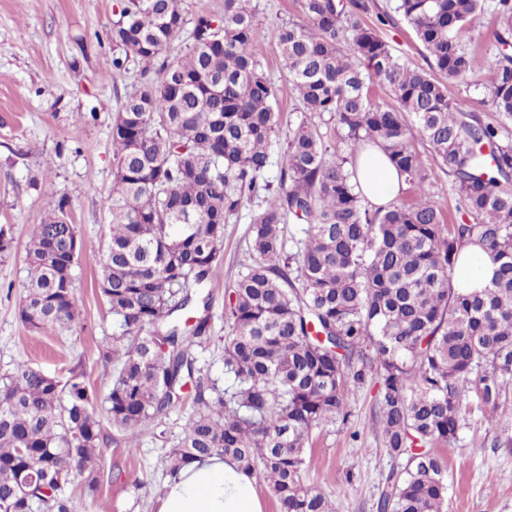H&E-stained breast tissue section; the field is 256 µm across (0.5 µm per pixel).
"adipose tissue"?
Returning <instances> with one entry per match:
<instances>
[{"label":"adipose tissue","instance_id":"obj_1","mask_svg":"<svg viewBox=\"0 0 512 512\" xmlns=\"http://www.w3.org/2000/svg\"><path fill=\"white\" fill-rule=\"evenodd\" d=\"M362 191L375 206L387 204L404 186V178L380 147L368 146L357 158ZM459 288L486 287L493 266L479 247H465L459 257ZM156 512H265L255 479L230 458L212 456L184 467L156 501Z\"/></svg>","mask_w":512,"mask_h":512}]
</instances>
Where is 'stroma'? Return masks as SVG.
<instances>
[{
    "mask_svg": "<svg viewBox=\"0 0 512 512\" xmlns=\"http://www.w3.org/2000/svg\"><path fill=\"white\" fill-rule=\"evenodd\" d=\"M186 24L166 49L187 52L194 21L221 15L224 0H184ZM119 0H0V224L12 225L15 248L0 257V373L24 361L60 379L82 364L95 392L109 380L101 348L113 332L112 314L99 291L94 264L81 263L75 282L81 317L68 330L32 334L19 317L21 282L27 276V230L41 223L61 194L72 201V221L85 246L107 237L113 182L112 119L127 94L144 81L143 65L129 59L112 69L108 32ZM496 19L484 12L466 34L468 47L481 56L483 69L448 84V94L464 98L482 122L498 124L486 102L485 69L499 57L492 32ZM393 51L419 68L428 57L412 28L402 20L380 27ZM266 76L278 89L276 108L296 116L300 106L288 72L273 44L262 59ZM436 200L458 219L454 178L418 143ZM258 198H245L238 214L224 225V277L209 288L210 336L198 354L203 372L224 376V286L236 279L251 258V221ZM348 419L315 427L307 450V485L332 501L335 512H376L375 504L392 459L376 434L378 408L369 387L352 390ZM192 411L183 399L162 425L148 426L135 451L102 448L104 469L95 496L72 494V512H155V500L167 481V456ZM457 435L436 449L448 487L445 512H512V402L488 414L476 396L464 401Z\"/></svg>",
    "mask_w": 512,
    "mask_h": 512,
    "instance_id": "35a3bbf8",
    "label": "stroma"
}]
</instances>
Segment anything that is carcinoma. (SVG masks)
Returning <instances> with one entry per match:
<instances>
[{"label":"carcinoma","mask_w":512,"mask_h":512,"mask_svg":"<svg viewBox=\"0 0 512 512\" xmlns=\"http://www.w3.org/2000/svg\"><path fill=\"white\" fill-rule=\"evenodd\" d=\"M252 0H224L197 17L192 45L164 55L185 25L182 0H121L109 32L112 70L129 57L148 80L112 122L114 177L105 252L84 246L62 194L26 244L20 318L37 335L80 316L75 268L98 263L116 323L103 346L113 372L102 404L137 447L190 383L193 411L168 455V475L229 456L261 478L279 512H334L306 485L317 425L347 417L352 387L371 384L378 435L406 460L392 470L377 512H444L447 484L433 448L462 420V397L492 410L512 399V55L489 68L485 94L501 124H484L448 97L447 82L479 66L463 34L487 0H392L377 15L405 20L430 70L396 55L364 20L363 0H300L304 21L270 29L304 110L288 124L277 186L264 179L280 134L277 89L261 59ZM501 47L512 45V0H494ZM390 103L372 102V87ZM330 115L325 141L311 116ZM420 139L454 176L461 219L446 220L428 181ZM374 144L411 185L410 199L374 206L355 158ZM261 199L251 262L225 288L224 384L202 376L210 340L203 291L224 276V224L244 196ZM304 223L289 250L288 217ZM477 244L491 286L454 285L460 250ZM14 250L0 225V257ZM97 395L78 367L62 381L26 363L0 375V512H71L69 490L94 496L102 431Z\"/></svg>","instance_id":"carcinoma-1"}]
</instances>
